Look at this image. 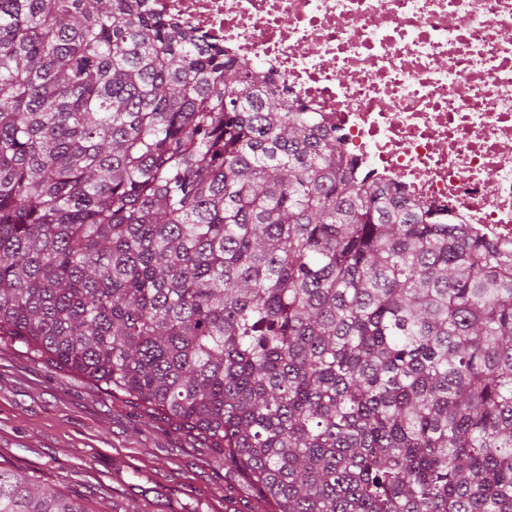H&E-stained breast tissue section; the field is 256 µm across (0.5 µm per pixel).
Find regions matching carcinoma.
<instances>
[{"instance_id": "cac0c4a2", "label": "carcinoma", "mask_w": 512, "mask_h": 512, "mask_svg": "<svg viewBox=\"0 0 512 512\" xmlns=\"http://www.w3.org/2000/svg\"><path fill=\"white\" fill-rule=\"evenodd\" d=\"M152 0H0V337L272 512H512V247L354 173ZM0 512H93L0 466Z\"/></svg>"}]
</instances>
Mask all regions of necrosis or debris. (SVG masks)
<instances>
[{"mask_svg": "<svg viewBox=\"0 0 512 512\" xmlns=\"http://www.w3.org/2000/svg\"><path fill=\"white\" fill-rule=\"evenodd\" d=\"M335 130L346 160L512 244V0H157Z\"/></svg>", "mask_w": 512, "mask_h": 512, "instance_id": "1", "label": "necrosis or debris"}]
</instances>
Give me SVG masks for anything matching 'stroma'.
Listing matches in <instances>:
<instances>
[{
  "label": "stroma",
  "instance_id": "1",
  "mask_svg": "<svg viewBox=\"0 0 512 512\" xmlns=\"http://www.w3.org/2000/svg\"><path fill=\"white\" fill-rule=\"evenodd\" d=\"M0 464L95 512H255L256 493L204 440L81 374L0 340Z\"/></svg>",
  "mask_w": 512,
  "mask_h": 512
}]
</instances>
